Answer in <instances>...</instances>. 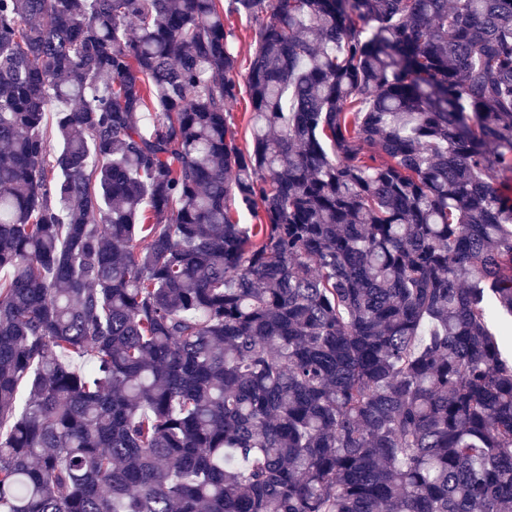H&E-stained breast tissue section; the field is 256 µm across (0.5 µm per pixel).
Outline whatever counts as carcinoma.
<instances>
[{"instance_id": "carcinoma-1", "label": "carcinoma", "mask_w": 512, "mask_h": 512, "mask_svg": "<svg viewBox=\"0 0 512 512\" xmlns=\"http://www.w3.org/2000/svg\"><path fill=\"white\" fill-rule=\"evenodd\" d=\"M229 4L0 0V512H509L512 0ZM224 1V24L227 29L234 33L233 48L238 55L239 68L238 76L240 84L243 86L248 74L250 60L256 42V26L250 23L244 17L235 13L227 12L228 1ZM229 112L230 122L237 132V145L245 149L250 144V109L245 93L241 94L237 101L229 103L226 107Z\"/></svg>"}]
</instances>
